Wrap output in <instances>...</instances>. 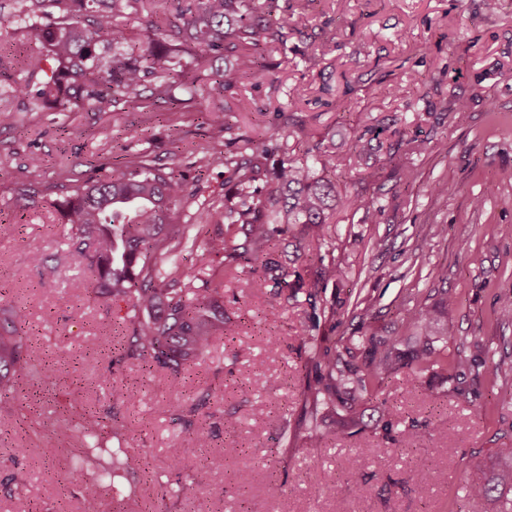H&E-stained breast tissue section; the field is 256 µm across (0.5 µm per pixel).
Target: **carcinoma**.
<instances>
[{
  "label": "carcinoma",
  "instance_id": "1",
  "mask_svg": "<svg viewBox=\"0 0 512 512\" xmlns=\"http://www.w3.org/2000/svg\"><path fill=\"white\" fill-rule=\"evenodd\" d=\"M59 9L46 20L25 16L22 22L30 41L46 48V58L31 67L44 74L37 88L26 85L18 91L46 105L66 100L78 109L114 111L126 107L156 112L163 105H185L198 93V86L184 81L188 65L177 49L193 46L191 65L224 61L216 81L230 91L241 80L258 72L271 45H285L288 32L301 33L309 27L305 5L277 22L266 16L269 0H166L167 8L151 15L153 44L144 49L133 36L118 40L116 21L146 0H34ZM229 113L211 115L213 137H224V169L230 174L232 191L224 204L202 205L198 217L248 226L244 239L234 248L235 258L262 260L264 274L252 278L258 290L273 283L277 294L292 298L300 292L316 296V288L347 277L346 270L326 261L322 249L330 237V210L336 186L313 173L315 165L334 167L332 155L315 144L298 160L269 164L270 140L258 142L240 133L228 120ZM281 136H292L300 126L289 112L279 113ZM31 175L17 184V193L33 197L37 170L42 159H31ZM184 177L158 165L145 152L126 154L109 173L89 176L61 186L57 198L64 223L70 226L69 254L86 262L95 272V287L113 300H126L129 313L121 327V358L136 360L150 369H167L179 377L192 359L208 353L216 336H233L235 328L224 322V295L220 288H177L171 273L156 260L164 252L167 262L179 269L185 250L194 265L204 268L214 254L224 251V240H213L204 249L195 248L194 225L172 224V208L186 197ZM298 232L312 246L307 275L288 272L273 257L274 236ZM147 313V318L138 317ZM423 335L409 358L401 356L394 336L369 340L367 358L360 362L351 348L340 352L309 338L310 354L305 369L314 374L303 391L305 403L316 414L321 409H347V426L359 424L357 394L371 393L384 378L402 368L418 372L435 367L458 378L472 366L463 357L448 358V348L437 345L432 331L433 313L419 308L413 315ZM25 311L19 307L0 313V396L8 397L12 378L24 367L36 368L38 347L24 330ZM69 408L81 417L72 427L42 435V443L56 447L77 439L96 440L104 433L117 434L114 423L87 410L79 386L69 392ZM141 390L115 386L112 398L135 403ZM507 468L491 482L474 485L467 492V512H487V504H498L497 512H512V447L500 449Z\"/></svg>",
  "mask_w": 512,
  "mask_h": 512
}]
</instances>
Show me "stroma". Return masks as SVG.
<instances>
[{
  "mask_svg": "<svg viewBox=\"0 0 512 512\" xmlns=\"http://www.w3.org/2000/svg\"><path fill=\"white\" fill-rule=\"evenodd\" d=\"M29 10V0H0V309L26 310L25 329L54 375L21 370L12 394L24 419L0 409V479L22 484L14 495L0 492V512H82L90 494L100 512H466L469 486L489 480L500 448L512 443V321L498 315L512 297V0L494 12L485 0H311L309 28L269 50L257 74L226 93L195 72L205 93L170 112L49 108L16 93L43 78L30 66L43 49L24 35ZM460 99L462 116L453 110ZM235 100L248 109L231 122L258 141L276 132L278 111L303 121L304 137L279 138L278 159L302 158L316 143L334 153L326 178L361 199L337 205L331 219L328 255L347 277L327 282L313 304L302 293H255L251 271L224 272L233 234L208 224L199 243L220 237L225 250L206 269L186 270L180 285L220 286L236 334L216 338L179 379L146 373L118 359L113 328L128 305L96 293L91 270L69 256L57 187L143 150L185 177L174 221L193 223L202 202L223 201L228 189L223 160L201 173L193 162L213 145L209 113ZM369 127L379 131L370 150L353 153ZM33 156L45 164L35 206L16 193ZM439 182L448 196L434 193ZM35 252L54 277L30 263ZM447 293L456 303L445 309ZM317 305L335 306L336 318H315ZM420 307L437 308L453 327L449 355L482 351L467 375L470 398L454 392L447 372L403 369L364 396L354 431L344 410L323 411L327 440H307L310 334L331 344L351 337L363 350L369 337L394 336L408 352ZM77 378L92 409L119 424L117 436L83 450L80 466L29 428L60 423ZM119 383L141 387L140 401H113ZM415 431L422 441L408 446ZM201 432L210 446H197ZM175 445L183 460L174 469ZM218 453L223 468H206ZM421 471L432 477L420 492ZM272 478L283 484L280 497L266 492ZM185 482L196 495H171ZM216 485L223 497L208 495Z\"/></svg>",
  "mask_w": 512,
  "mask_h": 512,
  "instance_id": "obj_1",
  "label": "stroma"
}]
</instances>
